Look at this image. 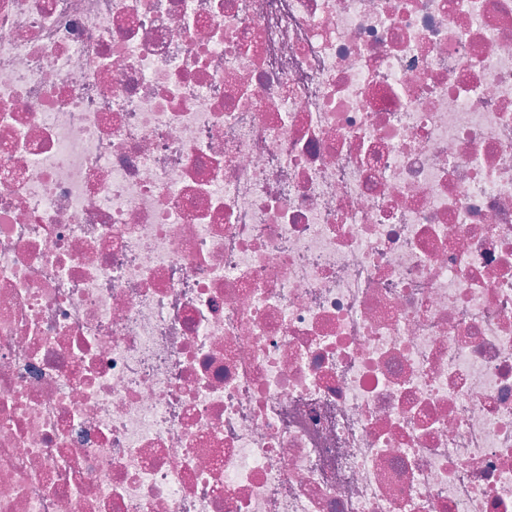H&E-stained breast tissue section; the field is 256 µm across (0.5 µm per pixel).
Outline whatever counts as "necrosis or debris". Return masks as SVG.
I'll return each mask as SVG.
<instances>
[{
  "instance_id": "1",
  "label": "necrosis or debris",
  "mask_w": 512,
  "mask_h": 512,
  "mask_svg": "<svg viewBox=\"0 0 512 512\" xmlns=\"http://www.w3.org/2000/svg\"><path fill=\"white\" fill-rule=\"evenodd\" d=\"M0 512H512V0H0Z\"/></svg>"
}]
</instances>
